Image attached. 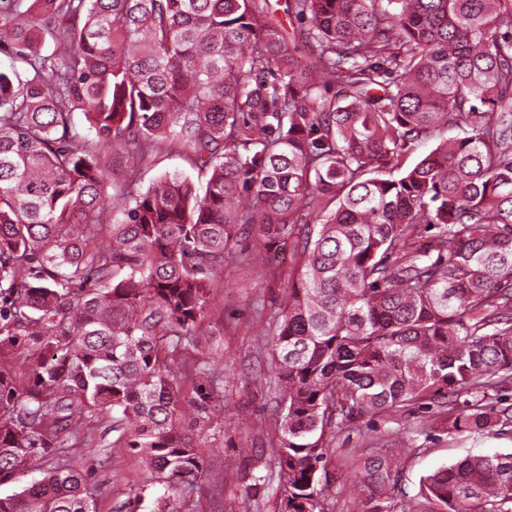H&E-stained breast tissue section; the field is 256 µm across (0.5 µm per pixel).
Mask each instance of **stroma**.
Here are the masks:
<instances>
[{
    "label": "stroma",
    "mask_w": 512,
    "mask_h": 512,
    "mask_svg": "<svg viewBox=\"0 0 512 512\" xmlns=\"http://www.w3.org/2000/svg\"><path fill=\"white\" fill-rule=\"evenodd\" d=\"M238 240L235 253L224 261L210 303L211 316L202 325L203 346L194 354L224 374V417L211 421L203 453L209 464V481L199 483L191 500L200 501L204 512H274L276 484L268 475V459L275 434L271 429L275 394L269 387L274 374L270 357L261 349L258 331L266 328L288 292L295 276L301 245L291 237L272 253L268 265L256 266L249 257L257 239L245 225L232 231ZM424 423L425 449L409 458L402 482L416 494L422 477L442 465L469 454L512 453V437L450 440L445 425L435 414L419 409L375 416L371 424L384 432L398 426ZM359 434L345 431L330 442L327 476L336 494V512H351L354 493L346 474L354 463V451L362 447ZM70 463L91 470L98 512H147L146 501L155 491L144 461L122 447L111 419H104L92 449H77Z\"/></svg>",
    "instance_id": "1"
}]
</instances>
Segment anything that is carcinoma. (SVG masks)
Returning a JSON list of instances; mask_svg holds the SVG:
<instances>
[{"instance_id": "obj_1", "label": "carcinoma", "mask_w": 512, "mask_h": 512, "mask_svg": "<svg viewBox=\"0 0 512 512\" xmlns=\"http://www.w3.org/2000/svg\"><path fill=\"white\" fill-rule=\"evenodd\" d=\"M290 9L294 35L270 0H0V484L51 464L0 512H97L64 460L94 439L80 410L147 461L149 512H200L185 488L221 407L202 382L224 374L182 353L237 224L262 259L303 236L262 341L277 512H334L332 428L365 431L353 512H512V453L409 496L422 427L360 425L417 406L450 436L512 432V406L487 405L512 392V0ZM172 153L204 191L178 171L139 194L108 182Z\"/></svg>"}]
</instances>
